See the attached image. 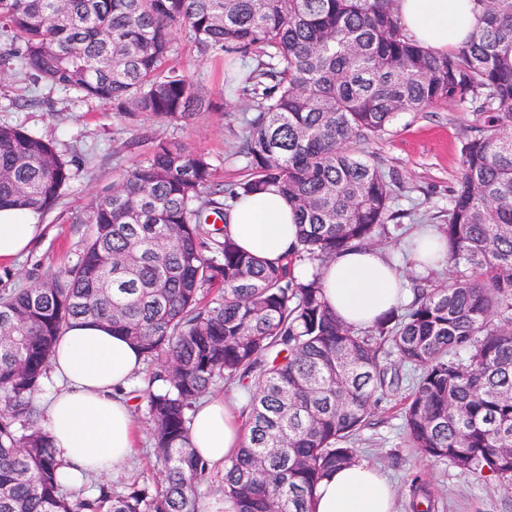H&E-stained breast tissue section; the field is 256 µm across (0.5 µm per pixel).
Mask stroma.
Segmentation results:
<instances>
[{
    "label": "stroma",
    "instance_id": "stroma-1",
    "mask_svg": "<svg viewBox=\"0 0 512 512\" xmlns=\"http://www.w3.org/2000/svg\"><path fill=\"white\" fill-rule=\"evenodd\" d=\"M179 62L186 74L198 79L206 95L220 101L224 80L222 56L200 55L187 41H180ZM32 100V107L18 109V102ZM472 116L453 105H441L428 112L400 114L392 130L373 149L385 171L401 184L394 203L400 211L394 235L380 239L376 248L396 262L406 280L420 277V270L408 257V238L419 226L443 224L448 199L459 176L458 148L470 134ZM242 122L240 104L223 110L200 113L187 124L160 128L161 136L184 143L192 150L212 156L229 155ZM0 125L19 126L53 141L59 152L80 156L78 176L65 188L59 204L39 215L41 237L28 253L13 262H0V290L25 288L37 280L73 265L92 234L85 217L99 195L111 190L125 169L141 160V151L123 150L114 159L116 135L131 139L121 131V122L111 109L73 97L46 86H32L13 69L0 67ZM138 424L132 459L111 479L115 489L146 483L156 464L145 402L134 409ZM399 397L384 399L374 423L361 433L358 445L361 461L377 467L396 491L395 512H411L410 487L414 477H422L435 500L434 512H512V492L493 479L462 472L450 461H428L409 448Z\"/></svg>",
    "mask_w": 512,
    "mask_h": 512
}]
</instances>
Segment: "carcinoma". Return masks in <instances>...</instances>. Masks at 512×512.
<instances>
[{
	"instance_id": "carcinoma-1",
	"label": "carcinoma",
	"mask_w": 512,
	"mask_h": 512,
	"mask_svg": "<svg viewBox=\"0 0 512 512\" xmlns=\"http://www.w3.org/2000/svg\"><path fill=\"white\" fill-rule=\"evenodd\" d=\"M394 0H0V63L120 120L186 123L212 109L168 65L177 36L202 54L255 64L224 82L249 101L235 150L213 158L137 129L144 158L91 206L78 261L0 292V512H202L212 467L188 443L191 412L218 384L249 391L244 442L224 461L230 512H313L318 484L359 462L356 437L413 371L404 432L425 460L512 491V0H474L483 26L457 50L413 42ZM453 103L472 114L460 177L440 227L448 281L368 328L325 303L319 270L391 233L396 179L366 148L403 112ZM242 175L225 182V161ZM79 160L0 126V210L52 209ZM277 189L298 213L297 243L267 262L241 251L227 211ZM221 221L217 226L215 221ZM308 277L296 274L303 264ZM105 323L147 364L158 468L152 485L94 492L58 479L30 426L57 338ZM413 512H431L412 484Z\"/></svg>"
}]
</instances>
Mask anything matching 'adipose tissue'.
<instances>
[{"label":"adipose tissue","instance_id":"1","mask_svg":"<svg viewBox=\"0 0 512 512\" xmlns=\"http://www.w3.org/2000/svg\"><path fill=\"white\" fill-rule=\"evenodd\" d=\"M401 24L418 44L441 52L464 45L481 27L473 0H396ZM238 246L274 261L297 241L296 215L285 197L267 193L239 200L227 216ZM42 227L31 211H0V260L28 252ZM324 296L337 317L359 327L403 303L407 297L394 263L379 251L343 253L321 271ZM143 365L140 351L107 325L79 321L59 336L50 363L52 392L42 429L60 463L63 483L85 474L105 476L122 465L134 445L135 420L125 392ZM189 442L211 465L223 466L243 444L235 402L204 399L189 430ZM391 485L374 467L358 463L320 482L316 512H393Z\"/></svg>","mask_w":512,"mask_h":512}]
</instances>
